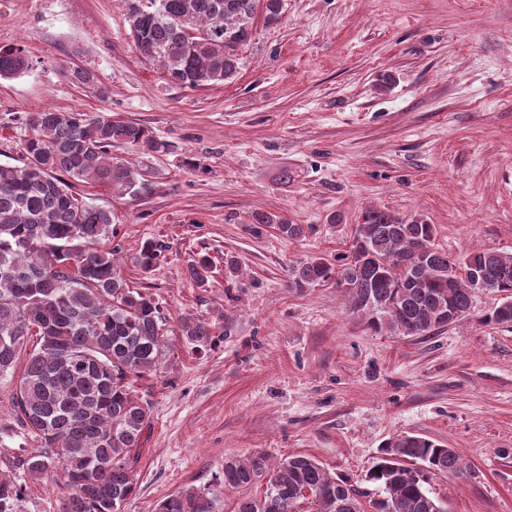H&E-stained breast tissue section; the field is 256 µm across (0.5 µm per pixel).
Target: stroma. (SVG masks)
Masks as SVG:
<instances>
[{"instance_id": "stroma-1", "label": "stroma", "mask_w": 512, "mask_h": 512, "mask_svg": "<svg viewBox=\"0 0 512 512\" xmlns=\"http://www.w3.org/2000/svg\"><path fill=\"white\" fill-rule=\"evenodd\" d=\"M127 0H0V47L30 66L0 78V162L17 163L33 113L102 110L149 127L159 155L125 148L145 194L113 196L75 183L111 210L130 287L161 306L170 331L161 373L134 389L150 419L133 449L136 494L120 512H155L183 488L213 491L233 512L224 457L308 454L378 496L365 476L380 448L418 434L456 449L459 474L436 475L448 512H512V325L474 316L428 338L372 331L342 289L288 286V267L348 251L365 212L436 227L454 255L512 252V0H285L280 21L256 24L226 84L184 89L142 57ZM93 70L97 95L73 85ZM256 212L312 225L290 241ZM167 249L153 271L132 259L145 240ZM216 265L196 286L200 250ZM244 275L224 278L225 254ZM223 314L224 333L196 353L182 316ZM0 390V472L23 487L18 512H61L53 485L16 473L39 442L9 430ZM214 270L213 260L206 251H199L196 257L190 260L186 267V274L189 280L197 285H205L210 274Z\"/></svg>"}]
</instances>
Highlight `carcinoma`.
Instances as JSON below:
<instances>
[{
  "instance_id": "obj_1",
  "label": "carcinoma",
  "mask_w": 512,
  "mask_h": 512,
  "mask_svg": "<svg viewBox=\"0 0 512 512\" xmlns=\"http://www.w3.org/2000/svg\"><path fill=\"white\" fill-rule=\"evenodd\" d=\"M285 0H129L130 35L144 57L157 63L168 82L182 88L232 81L239 74V47L247 44L264 9L265 25L278 22ZM198 36H181L176 20ZM29 67L21 47L0 48V78ZM68 78L102 93L96 75L82 67ZM18 164L0 163V388L11 390L17 427L40 440L37 455L15 467L32 480L52 482L64 493L63 512H118L136 493L130 451L139 446L150 407L132 394L138 378L157 372L166 359V318L159 303L130 288L116 262L112 212L89 204L73 183L100 185L118 195L146 191L133 166L112 156L123 147L159 154L168 144L153 132L109 112H36L28 122ZM256 224L273 225L288 240L307 237L312 226L258 212ZM435 225L372 209L356 225L348 253L313 255L288 268L291 287L302 291L334 282L347 291L350 310L370 328L405 337L432 336L449 325L448 312L466 318L480 294L501 296L483 316L512 324V253L495 250L455 258L432 248L408 268L422 239H435ZM146 240L134 258L147 273L165 251ZM214 270L206 251L186 267L202 286ZM481 276L483 285L474 282ZM216 321L187 315L179 330L197 351L212 344ZM38 347L27 350V337ZM21 373H16L19 362ZM460 453L417 434L387 442L366 481L377 485L378 512H448L428 488L432 475L461 470ZM224 487L242 491L236 512H363L364 492L331 474L308 455L289 456L270 468L263 456L224 458ZM260 496L248 490L256 484ZM22 485L0 475V512H17ZM313 497L308 499L304 492ZM157 512H216L212 493L186 487L157 505Z\"/></svg>"
}]
</instances>
